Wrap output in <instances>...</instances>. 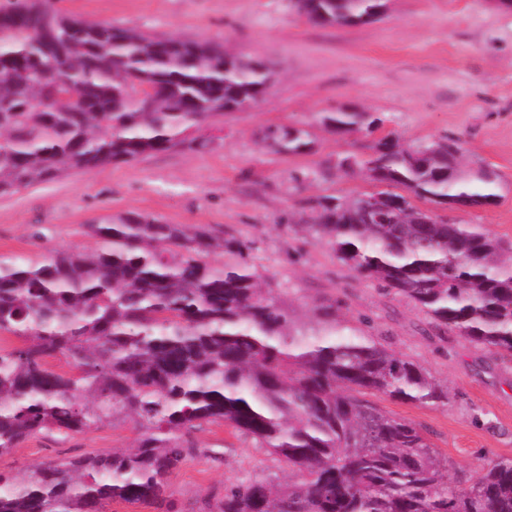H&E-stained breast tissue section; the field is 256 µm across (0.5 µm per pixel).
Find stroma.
<instances>
[{
	"label": "stroma",
	"instance_id": "stroma-1",
	"mask_svg": "<svg viewBox=\"0 0 512 512\" xmlns=\"http://www.w3.org/2000/svg\"><path fill=\"white\" fill-rule=\"evenodd\" d=\"M57 8L148 35L218 41L226 50L271 63L273 86L253 107L190 130L205 150L172 149L130 163L75 171L0 197V256L26 260L51 249L88 250V225L134 211L170 224L230 228L255 239L251 263L274 296L303 323L314 306L340 299L341 323L419 365L448 402L431 406L375 396L384 411L423 429L451 471L475 479L512 458V357L459 333L435 328L413 303L384 294L349 269L306 226L304 199L373 191L337 169L348 154L368 155L374 135L336 133L324 112L345 109L378 120L376 135L417 146L458 139L463 168L495 172L490 206H433L437 219L480 226L512 247V10L498 0H383L376 19L318 27L290 0H54ZM308 133L310 150L282 155L264 147L270 127ZM130 422L66 440L35 438L0 457V470L51 457L132 448ZM221 460L187 459L171 477L179 512H197L204 494L248 476L286 483L288 471L224 427L197 433Z\"/></svg>",
	"mask_w": 512,
	"mask_h": 512
}]
</instances>
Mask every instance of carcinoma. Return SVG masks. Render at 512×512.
Wrapping results in <instances>:
<instances>
[{
    "label": "carcinoma",
    "mask_w": 512,
    "mask_h": 512,
    "mask_svg": "<svg viewBox=\"0 0 512 512\" xmlns=\"http://www.w3.org/2000/svg\"><path fill=\"white\" fill-rule=\"evenodd\" d=\"M326 27L367 23L378 0H320ZM220 42L148 36L48 7L0 8V196L77 170L207 143L186 132L266 93L273 67L227 62ZM82 98L76 106L70 94ZM336 132L372 127L362 112H325ZM275 152L310 149L300 129L270 127ZM352 160L386 189L309 198L311 235L360 276L424 309L437 326L512 355V252L478 226L427 216L411 198L478 206L496 178L464 169L457 145L379 139ZM96 246L0 258V457L39 436L67 439L134 423L133 448L17 471L0 470V512H104L111 502L169 510V478L193 456L195 434L224 426L291 476L249 477L203 497L200 512H512V458L476 481L448 475L425 432L371 403L383 395L436 405L448 393L416 362L344 333L334 300L311 329L262 287L255 241L127 212L88 225ZM220 252L217 264L211 255ZM72 359L59 373L49 359Z\"/></svg>",
    "instance_id": "cac0c4a2"
}]
</instances>
